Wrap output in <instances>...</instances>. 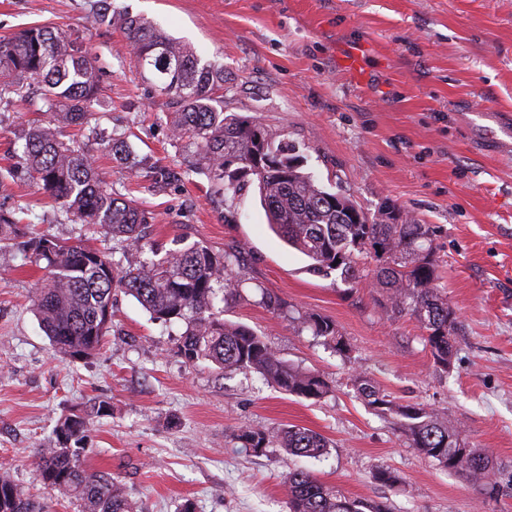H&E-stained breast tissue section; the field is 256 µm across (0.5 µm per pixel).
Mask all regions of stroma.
<instances>
[{
  "label": "stroma",
  "instance_id": "1",
  "mask_svg": "<svg viewBox=\"0 0 512 512\" xmlns=\"http://www.w3.org/2000/svg\"><path fill=\"white\" fill-rule=\"evenodd\" d=\"M151 20L224 69V111L259 120L299 155L326 190L367 214L395 206L434 230L439 286L458 330L453 369H437L414 320L383 311L372 254L357 258L360 281L315 271L269 228L256 187L237 194L187 173L190 151L174 138L169 96L144 82L118 29L91 24L102 2ZM42 27L66 33L95 68L99 136L85 143L114 191L146 215L141 246L92 236L121 265L151 249L200 244L236 252L239 283L224 317L265 337L296 367L323 375L320 401L279 392L252 371L224 374L173 353L185 325L151 320L131 295L114 292L112 325L99 351L62 357L30 298L43 271L19 249H0V472H9L49 512H80L36 481V451L57 418L105 402L81 441L83 465L111 473L136 512H288L285 478L304 469L351 498L391 512H512V154L498 155L469 113L512 115V0H0V38ZM364 56L354 82L342 56ZM43 105L0 97V211L23 209L32 235L72 241L80 227L27 174L21 139ZM126 141L138 171L102 146ZM180 180L157 183L149 166ZM279 303L265 305L266 297ZM331 318L352 346L342 356L303 324ZM401 404H423L460 426L469 445L490 449L505 480L484 499L464 477L413 448L394 419L357 394L355 373ZM305 427L329 443L325 457L242 448L240 426ZM387 469L400 482L376 483Z\"/></svg>",
  "mask_w": 512,
  "mask_h": 512
}]
</instances>
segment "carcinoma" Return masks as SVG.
I'll return each instance as SVG.
<instances>
[{"label":"carcinoma","instance_id":"carcinoma-1","mask_svg":"<svg viewBox=\"0 0 512 512\" xmlns=\"http://www.w3.org/2000/svg\"><path fill=\"white\" fill-rule=\"evenodd\" d=\"M125 35L140 73L153 88L172 97V132L194 147L198 171L224 190L237 193L248 184L258 188L268 224L288 246L312 261L317 271L339 270L344 279L360 278L355 254L373 251L379 267L372 285L385 294L382 308L415 320L435 366L445 372L453 364L456 317L439 291L433 230L412 219L398 220L381 209L369 216L349 213L351 200L320 187L302 171L299 157L275 143L258 123L224 114L219 91L224 69L203 63L188 45L166 35L142 17L100 12ZM26 79L44 89L46 120L23 136V158L43 192L72 215L88 233L103 230L132 246L142 241L145 214L135 200L116 193L95 166L93 156L76 142H65L59 129H97V80L94 68L73 41L61 33L30 28L0 39V93L27 97ZM27 237V225L0 214V245ZM26 248L44 262L45 277L33 306L59 354L71 359L92 355L112 324V294L121 290L136 298L156 321L182 322L185 330L173 353L188 363L210 362L226 373L252 370L279 391L320 400L331 388L325 378L285 362L250 327L227 322L217 299L239 293L228 277L234 255L193 244L123 268L106 248H91L78 239L60 242L50 236L28 237ZM314 335L347 355L351 346L328 317L304 318ZM358 395L375 410L390 415L410 441L443 470L465 477L491 498L498 490L497 469L486 448L465 444L461 429L444 414L422 406L401 405L381 393L362 373L353 377ZM107 410L99 403L61 415L55 440L36 452L38 481L60 499L80 502L81 512H134L121 486L106 472L80 462L79 443L93 417ZM237 439L255 453L277 446L321 457L328 444L320 434L296 426L271 429L243 425ZM288 512H390L382 501L350 498L338 487L303 470L288 472ZM0 512H45L29 489L0 474Z\"/></svg>","mask_w":512,"mask_h":512}]
</instances>
